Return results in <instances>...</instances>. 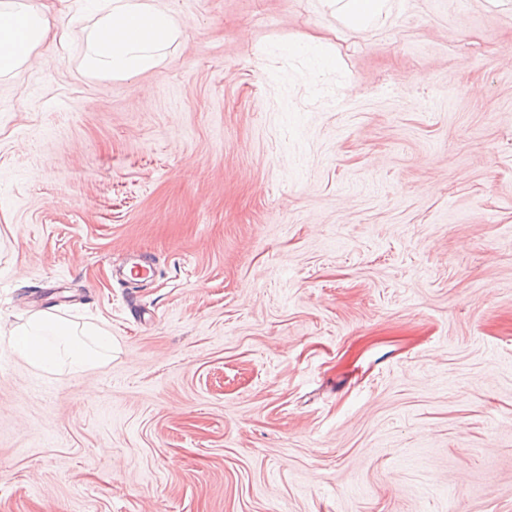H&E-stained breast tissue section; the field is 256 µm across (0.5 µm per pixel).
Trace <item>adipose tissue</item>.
<instances>
[{"label":"adipose tissue","mask_w":512,"mask_h":512,"mask_svg":"<svg viewBox=\"0 0 512 512\" xmlns=\"http://www.w3.org/2000/svg\"><path fill=\"white\" fill-rule=\"evenodd\" d=\"M95 18L92 47L84 60L86 74L129 78L153 67L180 37L168 0H87ZM48 23L41 9H23L0 0V74L24 64L45 40ZM15 354L48 374L74 372L107 364L112 336L90 324L75 329L52 314L35 315L9 332Z\"/></svg>","instance_id":"adipose-tissue-1"}]
</instances>
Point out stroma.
Returning a JSON list of instances; mask_svg holds the SVG:
<instances>
[{
  "mask_svg": "<svg viewBox=\"0 0 512 512\" xmlns=\"http://www.w3.org/2000/svg\"><path fill=\"white\" fill-rule=\"evenodd\" d=\"M171 5L133 78L66 10L0 76V327L114 348L0 336V512H512V0ZM330 7L336 6V14L348 25L366 28L379 16L386 3L384 0H327ZM10 346L31 367L48 374L78 372L112 360V336L88 324L80 333L52 314L34 315L9 331Z\"/></svg>",
  "mask_w": 512,
  "mask_h": 512,
  "instance_id": "obj_1",
  "label": "stroma"
}]
</instances>
